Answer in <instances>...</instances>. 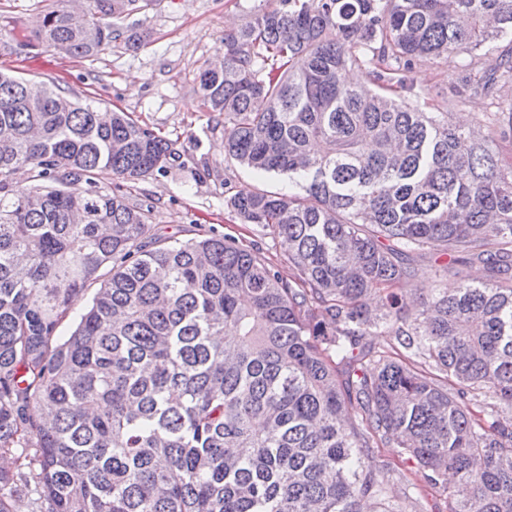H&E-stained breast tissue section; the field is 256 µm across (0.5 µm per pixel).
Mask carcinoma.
Instances as JSON below:
<instances>
[{"label":"carcinoma","instance_id":"carcinoma-1","mask_svg":"<svg viewBox=\"0 0 512 512\" xmlns=\"http://www.w3.org/2000/svg\"><path fill=\"white\" fill-rule=\"evenodd\" d=\"M135 2L52 9L36 37L97 56ZM507 36L512 0H276L224 34L199 73L224 155L298 188L226 206L288 281L232 237L145 239L149 212L97 183L163 171L171 143L0 71V512H405L376 448L448 512H512V103L469 129L401 96L416 62L476 51L450 93L495 96ZM426 252L481 276L406 309ZM398 450L397 448H380L379 454H375V457L366 460V465L375 468L379 460L378 455H382V457L389 460L395 468L402 470L412 483L416 484L417 489H413V493L410 491V495L408 487L400 480H396L395 474H390L388 476L389 496L400 503L403 502L405 495L409 496L410 499L405 501L407 512H419L421 505L423 510H425L423 512H448V509H445L446 494L442 489L427 486L422 477L415 473L412 465L407 463L404 458L400 457ZM411 496L413 498H411Z\"/></svg>","mask_w":512,"mask_h":512}]
</instances>
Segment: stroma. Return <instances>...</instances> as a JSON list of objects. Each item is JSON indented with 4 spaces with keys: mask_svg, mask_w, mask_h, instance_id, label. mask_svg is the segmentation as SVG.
I'll use <instances>...</instances> for the list:
<instances>
[{
    "mask_svg": "<svg viewBox=\"0 0 512 512\" xmlns=\"http://www.w3.org/2000/svg\"><path fill=\"white\" fill-rule=\"evenodd\" d=\"M66 0H0V39L12 32L37 29L45 11L64 6ZM273 0H139L138 9L124 25L143 32L139 48L113 42L111 50L89 59H72L37 40L0 54V70H8L38 82L54 83L67 94L93 102L100 112H125L142 126L173 142L175 161L159 173L133 184L105 178L104 192L124 193L130 202L151 213L150 235L180 240L200 236H231L260 252L283 279L294 276L292 265L277 240L259 227L245 224L230 213L226 200L246 187L284 193V176L259 175L224 156V116L207 111L198 91L202 66L214 60L224 31L238 25ZM465 61L451 56L437 62L417 63L410 73V102L434 108L448 97L450 83ZM442 257L423 254L413 260L415 279L402 292L413 303L419 288L439 282L457 288L460 279L451 274L437 279ZM389 460L402 470L406 481L390 480L388 494L404 502L406 512H446L445 493L427 486L397 449H382L370 458Z\"/></svg>",
    "mask_w": 512,
    "mask_h": 512,
    "instance_id": "stroma-1",
    "label": "stroma"
}]
</instances>
